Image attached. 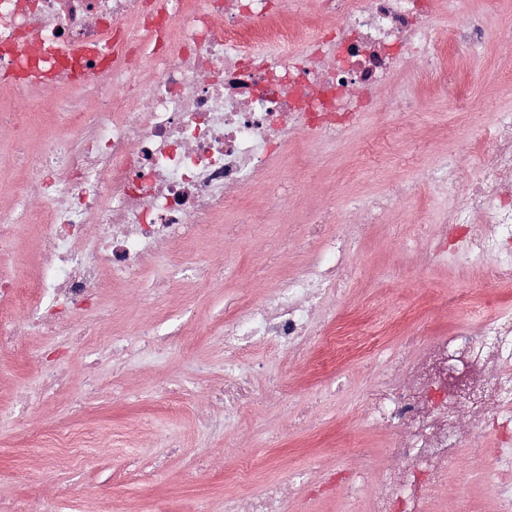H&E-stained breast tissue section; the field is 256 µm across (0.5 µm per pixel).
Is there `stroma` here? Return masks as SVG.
<instances>
[{
  "label": "stroma",
  "mask_w": 512,
  "mask_h": 512,
  "mask_svg": "<svg viewBox=\"0 0 512 512\" xmlns=\"http://www.w3.org/2000/svg\"><path fill=\"white\" fill-rule=\"evenodd\" d=\"M472 14L483 17L488 41L478 59H449L448 67L457 76L453 95H445L410 65L393 76L388 95L420 103L405 138L392 132L394 114L373 111L364 113L342 142L313 141L290 148L278 166L262 174L263 181L287 180L296 187L279 217L242 225L228 244L224 227L236 222L228 215L199 239L162 252L150 276L168 280L170 287L149 304L132 300L121 281L104 284L100 341L115 333L135 335L144 322L161 325L166 332L181 322L189 325L191 335L169 347L165 358L135 363L116 382L111 360L95 365L87 352L75 349L63 361L71 373L70 387L46 394L36 357L53 346V338L33 330L18 336L13 349L0 352V501L18 505L37 496L49 501L51 512H176L185 505L195 512H230L236 497L299 475L304 486L287 500L286 512H372V486L385 468L383 441L361 422L360 406L378 356L355 358L329 379L288 355L272 356L255 348L251 362L257 382L287 372L295 407L319 404L318 417L300 427L284 407L264 403L249 419L207 432L201 416L222 413L223 408L204 400L202 393L207 384L222 379L225 301L260 297L311 258V249L294 241L277 264L263 261L280 221L301 228L309 196L328 199L339 225L358 223V208L372 196L390 193L398 182L420 179V170L401 160L408 140L426 144V160L433 166L462 165L473 172L488 164V154L471 152L469 145L483 140L495 113L512 109V0H436L434 23L445 33ZM460 95L477 105L466 120L454 103ZM447 205L445 198L432 195L409 201L371 225L366 236L354 239L356 278L346 291L344 307L351 312L369 308L374 327H394L390 348L423 332L444 336L463 325L479 326L492 314L486 306L489 299H512V284H487L473 267L428 261L430 235ZM40 232V225L22 224L0 245V265L13 277L35 275ZM202 261L223 266V281L175 280L178 269ZM392 279L399 288L389 298L382 290ZM457 294L466 295V303L449 305V296ZM91 369L105 384L81 408H74L72 397ZM165 376L179 379V411L174 415L161 407L159 381ZM72 436L82 442L79 464L52 471L59 444ZM242 444L253 458L243 484L235 473ZM494 450L495 431L490 428L467 448L466 461L452 467L455 495L440 496L430 512H491L498 476ZM157 456L163 469L151 481H142L127 468L132 460ZM353 470L364 471L369 480L354 499L342 491L343 476Z\"/></svg>",
  "instance_id": "obj_1"
}]
</instances>
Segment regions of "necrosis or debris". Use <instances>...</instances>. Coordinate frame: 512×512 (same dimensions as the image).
Instances as JSON below:
<instances>
[{
	"instance_id": "obj_1",
	"label": "necrosis or debris",
	"mask_w": 512,
	"mask_h": 512,
	"mask_svg": "<svg viewBox=\"0 0 512 512\" xmlns=\"http://www.w3.org/2000/svg\"><path fill=\"white\" fill-rule=\"evenodd\" d=\"M325 26L306 48L293 16L273 0H0V63L14 72L0 126L24 141L35 90L68 104L63 157L36 163V191L0 207V240L36 223L39 271L24 283L0 269V351L39 326L59 338L44 354L43 390L69 375L59 353L91 348L96 325L79 322L106 278L132 287L161 251L180 249L245 206L259 170L274 166L298 134L341 141L359 114L384 110L409 121L411 102L378 93L392 74L418 60L424 76L445 77L432 49L435 0H315ZM493 162L479 174L433 172L428 184L397 185L372 199L367 224L423 188L464 202L449 207L428 256L461 251L492 284L512 283V113L487 133ZM333 208L318 204L304 226L320 241L317 257L267 297L224 311V380L213 396L242 420L259 397L287 399L288 383L256 390L254 346L290 353L326 371L371 350L385 334L362 315L347 331L316 310L356 272L345 232H330ZM375 368L361 420L386 435L391 462L373 512H423L448 486V470L476 434L495 425L512 448V310L446 336L410 337Z\"/></svg>"
}]
</instances>
